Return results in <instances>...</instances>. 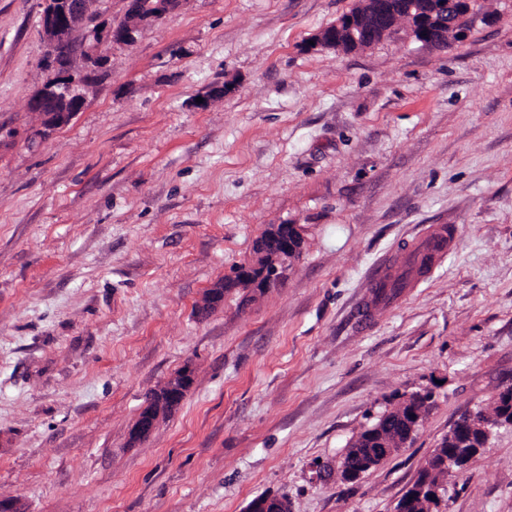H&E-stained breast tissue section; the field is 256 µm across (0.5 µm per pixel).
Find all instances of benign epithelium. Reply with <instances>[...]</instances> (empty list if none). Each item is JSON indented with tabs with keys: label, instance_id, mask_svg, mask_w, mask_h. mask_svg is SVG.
<instances>
[{
	"label": "benign epithelium",
	"instance_id": "1",
	"mask_svg": "<svg viewBox=\"0 0 512 512\" xmlns=\"http://www.w3.org/2000/svg\"><path fill=\"white\" fill-rule=\"evenodd\" d=\"M185 0H157L154 11L143 7L142 0H127L125 24L116 30L112 22L102 18L98 0H44L40 34L52 64L50 77L27 100L30 116L28 136L44 139L67 126L88 101L97 85V75L112 61V49L132 44L143 25L164 18L177 10ZM471 0H356L355 6L336 22L322 29L314 38L316 50H353L367 48L376 42L406 31L415 41L439 47L448 35L460 41L470 27ZM304 244L303 225L279 224L260 238L251 260L236 267L233 274L217 281L204 293L199 305L206 316L224 304L228 288H241L255 297L260 288H272L299 258ZM196 379V368L187 363L165 379L146 399L132 424L128 443L135 446L149 438L160 422L180 408ZM497 399L511 406L508 416L489 422L485 414L474 412L462 417L448 430L447 476L459 474L463 463L479 454L478 448H467L465 436L492 428L512 425V387L499 389ZM396 448H363L368 463L383 462ZM442 498L441 484L428 478H416L409 498L424 496ZM245 512H291L288 498L270 494L247 506Z\"/></svg>",
	"mask_w": 512,
	"mask_h": 512
}]
</instances>
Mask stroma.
<instances>
[{"mask_svg": "<svg viewBox=\"0 0 512 512\" xmlns=\"http://www.w3.org/2000/svg\"><path fill=\"white\" fill-rule=\"evenodd\" d=\"M354 5L188 0L32 146L43 0H0V495L28 512H244L265 492L394 512L454 423L512 386V0H474L445 48L309 50ZM273 224L306 227L285 279L197 315ZM442 224L448 254L375 299L378 266L402 273ZM189 362L182 406L130 446L146 394ZM425 389L412 443L337 477L352 439ZM440 512H512V426Z\"/></svg>", "mask_w": 512, "mask_h": 512, "instance_id": "obj_1", "label": "stroma"}]
</instances>
